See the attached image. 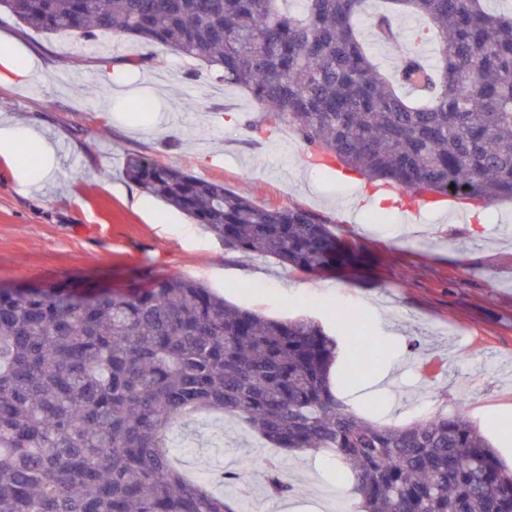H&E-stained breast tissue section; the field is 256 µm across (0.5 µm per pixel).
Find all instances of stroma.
Masks as SVG:
<instances>
[{"mask_svg": "<svg viewBox=\"0 0 512 512\" xmlns=\"http://www.w3.org/2000/svg\"><path fill=\"white\" fill-rule=\"evenodd\" d=\"M0 38L43 64L17 76L0 63V117L32 125L54 145L41 157L50 176L21 188L17 156L0 155V284L59 280L122 288L184 275L237 306L286 318L308 316L341 345L332 368L336 394L351 410L405 424L438 410L475 422L512 465V202L461 221L436 208L405 223L399 201L347 205L368 185L359 174L312 165L285 129H245L255 104L219 82L201 61L168 48L125 41L129 54L157 67L107 66L90 76L71 39L26 29L0 14ZM146 101L147 111L128 108ZM142 154L246 196L257 205H299L331 221L368 257L369 269L340 277L305 275L256 255L229 252L181 212L148 196L123 174ZM364 312L366 330L337 327L335 313ZM370 336L384 352L367 376L345 384L352 346ZM178 466L211 482L218 468L248 478L216 486L234 512H357L338 458L328 452H276L240 420L220 414L179 419ZM277 457L293 486L268 499L261 463Z\"/></svg>", "mask_w": 512, "mask_h": 512, "instance_id": "obj_1", "label": "stroma"}]
</instances>
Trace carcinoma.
Here are the masks:
<instances>
[{
    "label": "carcinoma",
    "mask_w": 512,
    "mask_h": 512,
    "mask_svg": "<svg viewBox=\"0 0 512 512\" xmlns=\"http://www.w3.org/2000/svg\"><path fill=\"white\" fill-rule=\"evenodd\" d=\"M0 0L24 27L89 42L110 32L201 59L255 103L250 129L288 130L413 197L512 201V0ZM394 41L421 18L434 69L410 46L389 72L361 18ZM124 174L224 241L308 275L365 264L300 206L259 207L133 154ZM338 343L307 317L243 309L187 276L122 290L0 288V512H232L174 466L180 416L243 418L273 448L333 452L360 512H512V469L460 413L379 425L330 385ZM356 379L380 348L365 338ZM267 493L292 485L271 465Z\"/></svg>",
    "instance_id": "cac0c4a2"
}]
</instances>
